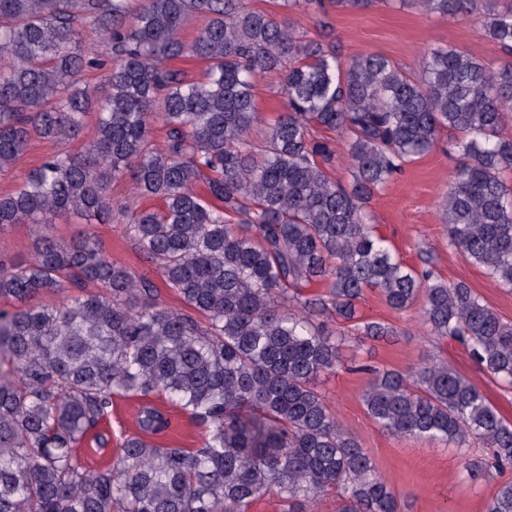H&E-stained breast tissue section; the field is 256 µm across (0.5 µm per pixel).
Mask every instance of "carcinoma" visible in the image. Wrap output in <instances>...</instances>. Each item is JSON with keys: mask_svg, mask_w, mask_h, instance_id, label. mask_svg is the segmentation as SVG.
<instances>
[{"mask_svg": "<svg viewBox=\"0 0 512 512\" xmlns=\"http://www.w3.org/2000/svg\"><path fill=\"white\" fill-rule=\"evenodd\" d=\"M394 2L468 13V0ZM483 2L485 35L512 56V4ZM192 16L204 25L185 42ZM86 24L115 61L86 44ZM0 56V174L34 136L73 141L91 118L96 128L82 151L46 157L0 195V231L36 232L31 257L0 271V298L17 303L0 309V512H250L267 495L309 512L330 489L337 512H400L314 386L341 365V341L396 335L359 315L367 290L397 312L420 304L431 335L463 343L512 387V324L467 284L405 264L369 211L442 130L464 134L444 197L448 246L512 293L511 60L437 47L414 75L375 53L343 60L246 0H0ZM180 57L206 61L205 80L167 66ZM86 68L107 70L101 102L80 84ZM272 72L284 112L255 144L254 89ZM159 123L163 151L151 141ZM317 127L346 136L351 184L330 177L336 150L312 138ZM123 176L160 206L115 205L109 185ZM67 212L121 220L188 309L160 307L154 284L92 236L42 234ZM87 284L98 292L30 304ZM359 370L366 413L388 435L481 442L487 457L464 461L471 478L512 466V423L448 364ZM129 394L165 396L206 427L202 445H156L166 421L146 403L109 463L84 469L74 449ZM487 512H512L511 481Z\"/></svg>", "mask_w": 512, "mask_h": 512, "instance_id": "cac0c4a2", "label": "carcinoma"}]
</instances>
